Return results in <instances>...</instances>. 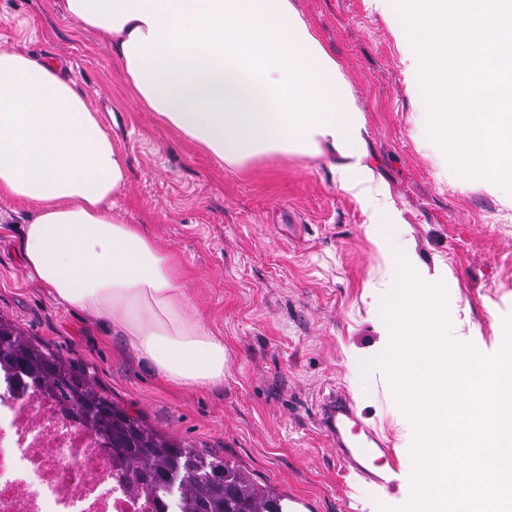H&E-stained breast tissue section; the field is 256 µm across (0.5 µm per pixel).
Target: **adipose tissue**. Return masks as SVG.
Returning a JSON list of instances; mask_svg holds the SVG:
<instances>
[{"label":"adipose tissue","mask_w":512,"mask_h":512,"mask_svg":"<svg viewBox=\"0 0 512 512\" xmlns=\"http://www.w3.org/2000/svg\"><path fill=\"white\" fill-rule=\"evenodd\" d=\"M63 10L111 35L138 105L219 163L329 152L340 187L392 224L365 115L293 0H64ZM127 179L125 154L59 64L1 50L0 195L34 210L25 268L57 301L111 321L166 382L220 386L224 340L190 317L176 260L112 214Z\"/></svg>","instance_id":"obj_1"}]
</instances>
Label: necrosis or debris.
<instances>
[{
  "label": "necrosis or debris",
  "mask_w": 512,
  "mask_h": 512,
  "mask_svg": "<svg viewBox=\"0 0 512 512\" xmlns=\"http://www.w3.org/2000/svg\"><path fill=\"white\" fill-rule=\"evenodd\" d=\"M125 468L50 394L0 377V512H159L126 491Z\"/></svg>",
  "instance_id": "necrosis-or-debris-1"
}]
</instances>
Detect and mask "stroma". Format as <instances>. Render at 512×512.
Returning <instances> with one entry per match:
<instances>
[{
    "label": "stroma",
    "mask_w": 512,
    "mask_h": 512,
    "mask_svg": "<svg viewBox=\"0 0 512 512\" xmlns=\"http://www.w3.org/2000/svg\"><path fill=\"white\" fill-rule=\"evenodd\" d=\"M343 65L366 115V149L404 221L416 264L443 269L451 338L501 350L512 317V207L446 179L416 135L417 93L389 15L371 0H294ZM59 61L129 161L113 212L144 225L179 263L190 314L224 339V383L176 389L152 373L111 322L56 301L19 257L25 210L0 197V316L71 360L88 381L157 430L223 456L303 512H376L412 489L413 433L386 375H362L390 333L379 280L392 254L373 216L340 188L330 155H266L239 167L141 111L111 38L60 0H0V50ZM348 391L400 461L393 488L345 477L317 404Z\"/></svg>",
    "instance_id": "35a3bbf8"
}]
</instances>
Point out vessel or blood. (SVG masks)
<instances>
[{"label": "vessel or blood", "mask_w": 512, "mask_h": 512, "mask_svg": "<svg viewBox=\"0 0 512 512\" xmlns=\"http://www.w3.org/2000/svg\"><path fill=\"white\" fill-rule=\"evenodd\" d=\"M318 423L323 435L339 450L344 473L375 480L392 487V476L399 469L394 451L358 415L349 396L336 394L323 400Z\"/></svg>", "instance_id": "1"}]
</instances>
